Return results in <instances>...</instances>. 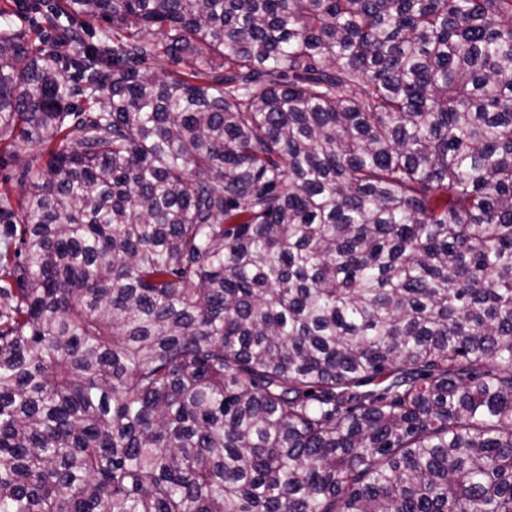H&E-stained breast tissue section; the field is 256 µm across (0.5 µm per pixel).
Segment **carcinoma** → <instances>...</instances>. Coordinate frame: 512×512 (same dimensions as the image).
Instances as JSON below:
<instances>
[{
    "mask_svg": "<svg viewBox=\"0 0 512 512\" xmlns=\"http://www.w3.org/2000/svg\"><path fill=\"white\" fill-rule=\"evenodd\" d=\"M26 8L0 512H512V0Z\"/></svg>",
    "mask_w": 512,
    "mask_h": 512,
    "instance_id": "obj_1",
    "label": "carcinoma"
}]
</instances>
